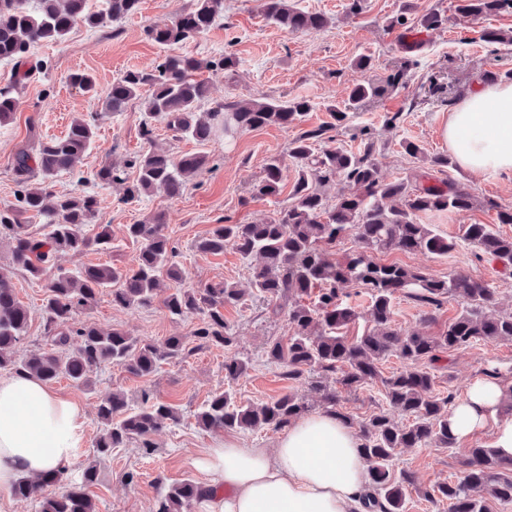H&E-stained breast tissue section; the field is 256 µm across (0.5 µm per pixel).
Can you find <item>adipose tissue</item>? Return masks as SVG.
<instances>
[{
    "mask_svg": "<svg viewBox=\"0 0 512 512\" xmlns=\"http://www.w3.org/2000/svg\"><path fill=\"white\" fill-rule=\"evenodd\" d=\"M443 137L459 166L512 175V83L475 87L448 112ZM512 384L475 380L448 415L459 440L491 431L493 446L512 457V420L499 405ZM84 444L74 402L28 373L0 376V496L14 484L62 469ZM358 435L335 415H305L269 448L227 438L203 449L199 468L211 478L200 512H363L366 463Z\"/></svg>",
    "mask_w": 512,
    "mask_h": 512,
    "instance_id": "adipose-tissue-1",
    "label": "adipose tissue"
}]
</instances>
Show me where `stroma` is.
<instances>
[{
	"instance_id": "1",
	"label": "stroma",
	"mask_w": 512,
	"mask_h": 512,
	"mask_svg": "<svg viewBox=\"0 0 512 512\" xmlns=\"http://www.w3.org/2000/svg\"><path fill=\"white\" fill-rule=\"evenodd\" d=\"M294 2L303 10L324 14L327 26L317 32L292 33L265 20L261 0H224V12L215 25L185 46V53L199 58L213 60L228 55L234 60L233 67L226 71H199V78L210 85V104L227 99L250 103L303 97L310 100L313 109L299 124L250 130L228 144L220 138L203 146L187 138L176 140L164 123H156L157 147L176 155L201 150L210 156L207 167L187 181L180 198L169 199L158 190L138 202L126 204L121 200L122 186L93 181L92 175L101 164L123 167L145 150L141 134L145 107L142 101L136 100L116 114L102 111L97 100L70 83L69 76L74 72L91 74L103 92L126 71L151 67L162 51L146 38L145 27L170 23L177 13L193 7L195 0H142L139 13L122 22L98 27L80 23L61 43L34 45L29 53L30 62L42 60L46 66L20 89V107L13 120L0 126V207L3 208L16 203L11 163L19 148L64 136L77 116L97 117L91 152L79 166L86 177L84 185H77L74 175L63 174L57 177L55 189L74 194L87 190L97 196L98 215L85 232L92 237L102 227H109L112 248L69 252L59 257V265L71 271L98 263L123 270L134 268L140 245L126 236L125 227L161 211L166 216V230L179 251L185 286L227 282L244 293L240 305L224 311V320L235 338L231 351L250 361L247 374L234 384H227L224 378L226 351L216 346L196 350L164 365L151 377H136L123 368L108 365L93 370L86 387L65 378L54 381V389L75 400L84 414V446L67 466L57 488L65 490L67 483L78 478L89 463H96L98 481L90 493L97 512H153L160 493L169 486L186 479L207 484V475L193 461L201 449L228 436L227 431L205 430L196 423L198 409L214 393L230 386L238 400L257 404L289 388L288 381L280 377L279 366L268 363L263 355L268 340L287 338L286 313L276 312L274 303L252 293L251 260L230 247L218 256L201 254L194 248L195 241L214 225L255 224L287 206L297 176L288 155L290 142L302 131L327 121L328 106L343 105L356 80L380 81L400 68L408 70L406 80L390 94L348 112L335 132L337 146L354 151L360 145L359 130H367L375 143L380 172L385 179L392 180L429 171L431 157L448 151L442 131L453 103L474 85L485 83L487 74L502 77L512 73V45H490L480 39L486 29L512 32V13L462 18L455 10L457 0H361L362 7L356 12L350 9L352 0ZM433 9L446 14L448 24L428 31L426 40L410 57L413 66H405L408 57L399 46V31L390 28L389 23L402 17L412 24L419 15ZM363 57L371 61V68L366 72L355 66ZM395 112L400 113V120L396 126H386V116ZM408 141L422 147L420 157L405 152L404 144ZM273 156L282 161V189L275 196L255 195L253 186L263 177L264 166ZM444 177L464 184L475 204L468 211L424 216V223L435 225L446 236L458 235L463 224L494 223L502 235L512 236V224H498L496 211L486 206L490 200L506 206L512 204V177L473 174L457 166L448 169ZM379 260L421 268L435 279L467 269L494 288L499 310L512 311V275L503 273L498 263L477 260L471 248L461 247L442 256L395 251L380 255ZM1 268L11 270L16 296L30 312L25 338L17 347L18 356L45 349L43 285L21 271L12 270L10 245L4 239H0ZM175 287V282L162 280L158 300L152 307L139 309L115 306L110 290L106 289L78 318L155 342L171 336L189 340L201 321L200 316L174 318L161 303ZM460 309L458 301L449 300L437 311L435 322L428 325L423 321L424 307L411 298L400 294L393 304L398 327L432 335L446 328ZM492 370L498 371L502 382H512V343H478L453 351L448 364L435 370V391L443 396L450 393L462 396L474 379ZM381 389L380 381L372 380L361 389L345 394L342 410L352 423H361L385 409ZM115 391L124 392L135 402L147 392L172 404L179 412V425L159 431L152 447L132 443L110 456L93 459L90 450L101 428L98 405ZM491 444L490 434L485 431L461 441L450 452L439 448L397 449L394 470L410 471L415 479L414 486L406 491L405 512H438L437 506L424 499L423 490L461 478L467 449Z\"/></svg>"
}]
</instances>
